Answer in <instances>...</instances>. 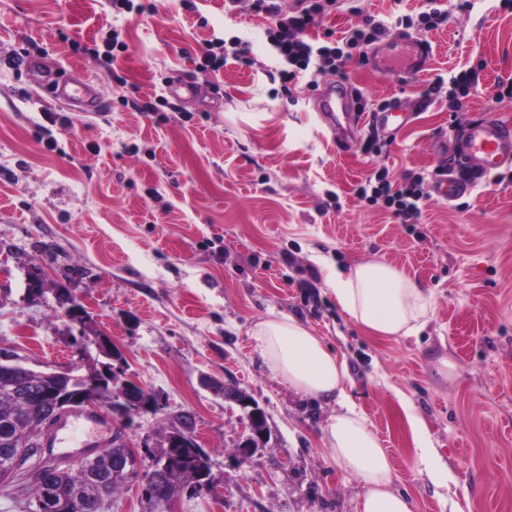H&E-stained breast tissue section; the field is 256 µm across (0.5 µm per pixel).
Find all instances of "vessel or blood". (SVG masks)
Returning <instances> with one entry per match:
<instances>
[{"label": "vessel or blood", "mask_w": 512, "mask_h": 512, "mask_svg": "<svg viewBox=\"0 0 512 512\" xmlns=\"http://www.w3.org/2000/svg\"><path fill=\"white\" fill-rule=\"evenodd\" d=\"M433 48L427 40L406 36L391 41L385 48L372 49L373 70L405 81L420 76L427 68ZM40 85L58 103L92 105L97 97L96 83L91 78L75 80L51 72L42 75ZM321 121L328 127L352 135L361 117L355 112L351 88L331 82L324 86L315 104ZM457 151L448 164V176L434 186L435 194L453 200L466 193L470 179L498 173L512 166V127L487 117L457 130ZM104 419L98 407L75 409L59 420L44 436L51 448L86 447L92 434L98 433Z\"/></svg>", "instance_id": "vessel-or-blood-1"}]
</instances>
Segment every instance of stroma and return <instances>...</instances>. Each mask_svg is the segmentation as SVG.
Wrapping results in <instances>:
<instances>
[{"mask_svg": "<svg viewBox=\"0 0 512 512\" xmlns=\"http://www.w3.org/2000/svg\"><path fill=\"white\" fill-rule=\"evenodd\" d=\"M0 0V348L32 369L62 370L79 328L56 310L70 286L122 355L119 379L159 395L124 433L155 447L182 414L209 456L214 489L184 488L172 512H359L362 487L321 441L335 403L298 394L266 364L253 330L287 314L319 336L349 374L346 391L389 453L413 512H512V168L453 202L430 198L417 224L355 195L384 167L403 183L435 177L452 128L492 115L512 125V6L471 0L427 32L434 53L407 84L350 62L345 84L368 104L398 99L412 117L386 152H344L310 110L307 78L282 80L271 19L224 0ZM127 45L94 58L110 31ZM240 37L253 66L203 73L206 41ZM100 85L99 111L44 100L30 61ZM479 75L462 111L424 102L435 76ZM373 258L433 295L419 335L368 336L325 283L324 263ZM43 299L25 296L28 269ZM453 368L438 372L440 360ZM249 394L268 440L249 461L240 409L217 385ZM422 422L438 484L419 459L403 403Z\"/></svg>", "mask_w": 512, "mask_h": 512, "instance_id": "stroma-1", "label": "stroma"}]
</instances>
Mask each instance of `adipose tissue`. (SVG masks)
<instances>
[{"label": "adipose tissue", "instance_id": "1", "mask_svg": "<svg viewBox=\"0 0 512 512\" xmlns=\"http://www.w3.org/2000/svg\"><path fill=\"white\" fill-rule=\"evenodd\" d=\"M326 282L339 305L378 338L418 335L433 311L430 293L390 264L366 259L344 269L328 267ZM254 334L268 365L297 392L336 401L326 422L323 443L337 466L362 486L361 512H412L410 499L392 488L388 452L346 393V365L320 337L297 319L274 315L259 322Z\"/></svg>", "mask_w": 512, "mask_h": 512}]
</instances>
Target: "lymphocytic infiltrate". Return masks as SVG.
<instances>
[{
	"instance_id": "lymphocytic-infiltrate-1",
	"label": "lymphocytic infiltrate",
	"mask_w": 512,
	"mask_h": 512,
	"mask_svg": "<svg viewBox=\"0 0 512 512\" xmlns=\"http://www.w3.org/2000/svg\"><path fill=\"white\" fill-rule=\"evenodd\" d=\"M338 0H296L293 8L282 9L276 0H251V10L269 15L273 24L268 30V40L274 57L281 65L283 78H295L297 74L316 71L319 74L343 75L346 65L353 61L363 47L369 46L384 36L390 26L431 31L447 23L449 15L440 0H425V8L417 15L397 16L394 23L364 16L343 35L334 40L310 38L311 29L336 9ZM235 62L251 66L248 51L239 40L218 39L207 42L202 51L198 68L217 72L227 64ZM478 77L474 70L459 71L452 79L436 77L425 92L430 101L447 103L450 109L461 106L462 98L468 97L477 88ZM356 194L372 204H382L403 224L418 223L425 201L429 200V184L424 175L408 178L396 186L388 178L387 169H379L360 182Z\"/></svg>"
}]
</instances>
